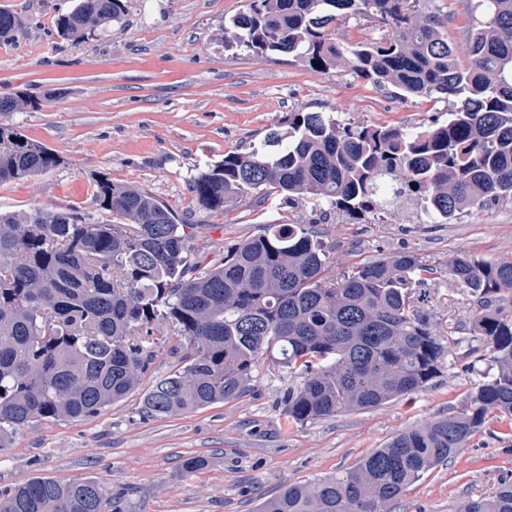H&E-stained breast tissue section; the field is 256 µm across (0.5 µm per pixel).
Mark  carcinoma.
I'll use <instances>...</instances> for the list:
<instances>
[{"mask_svg":"<svg viewBox=\"0 0 512 512\" xmlns=\"http://www.w3.org/2000/svg\"><path fill=\"white\" fill-rule=\"evenodd\" d=\"M421 0H249L229 19L230 48L292 56L328 70L342 60L377 88L456 99L448 122L402 130L340 123L296 112L285 135L263 148L228 152L192 180L202 210L238 198L257 206L281 197L347 214L379 206L389 182L430 218L451 220L476 205L512 198V0H465L483 9L465 31L463 68L436 14ZM125 0H77L56 28L81 38L119 21ZM376 19L393 34L344 46L336 23ZM39 102L0 94V112ZM59 157L0 127V184L54 169ZM92 197L119 223L73 208L0 213V449L34 422L100 415L138 385L161 322L188 342L187 365L144 396L145 418L236 400L267 360L301 377L282 398L288 421L305 424L377 407L426 388L447 347L409 289H426L437 269L412 251L327 275L317 232L270 224L204 267L184 225L150 193L97 178ZM448 274L476 308L462 328L495 365L460 408L409 428L348 470L290 484L259 512H387L409 487L496 426L512 436V261L458 257ZM0 512H119L112 492L90 479L34 477L0 491ZM463 512H512V481Z\"/></svg>","mask_w":512,"mask_h":512,"instance_id":"cac0c4a2","label":"carcinoma"}]
</instances>
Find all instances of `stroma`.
Here are the masks:
<instances>
[{
	"label": "stroma",
	"mask_w": 512,
	"mask_h": 512,
	"mask_svg": "<svg viewBox=\"0 0 512 512\" xmlns=\"http://www.w3.org/2000/svg\"><path fill=\"white\" fill-rule=\"evenodd\" d=\"M76 0H0L13 13L11 40L0 42V92L41 98V108L0 112L61 159L37 176L0 184V211L74 207L102 218L92 200L99 176L144 189L191 223L197 261L261 234L265 225L316 224L333 274L410 250L437 268L422 309L448 334L474 308L448 275L458 256L512 261V203L474 207L446 224L431 223L409 199L352 219L335 212L320 223L318 207L273 200L265 208L242 198L227 211L198 208L190 180L225 153L243 151L271 132H286L293 112H321L339 122L411 129L446 123L445 98H399L357 78L348 63L321 70L307 62L225 50L228 20L248 0H127L122 21L94 27L82 39L61 36L58 15ZM423 12L447 15L443 33L460 62L470 17L460 0H421ZM157 356L136 389L96 418L36 423L0 450V489L34 476L90 478L117 496L122 512H257L291 483L314 484L353 466L402 431L460 407L479 374L492 368L479 341L463 335L450 347L440 376L425 389L376 408L304 425L290 423L282 397L294 375L271 366L255 372L250 390L157 419L140 413L156 379L183 367L186 344L171 326L156 334ZM200 455L205 469L186 472ZM512 481V440L481 432L447 463L429 471L388 512H459L469 500Z\"/></svg>",
	"instance_id": "35a3bbf8"
}]
</instances>
